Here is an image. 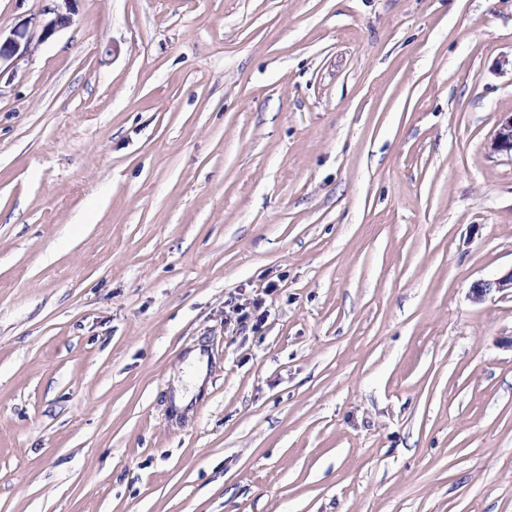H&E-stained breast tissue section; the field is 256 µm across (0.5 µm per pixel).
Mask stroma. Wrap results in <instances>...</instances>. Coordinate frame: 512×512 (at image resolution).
<instances>
[{
	"instance_id": "obj_1",
	"label": "stroma",
	"mask_w": 512,
	"mask_h": 512,
	"mask_svg": "<svg viewBox=\"0 0 512 512\" xmlns=\"http://www.w3.org/2000/svg\"><path fill=\"white\" fill-rule=\"evenodd\" d=\"M54 7L0 0V512H512V0ZM491 148L512 157V113L499 124L491 141ZM470 292L475 301H482L492 292L512 295V268L497 278L475 281Z\"/></svg>"
}]
</instances>
